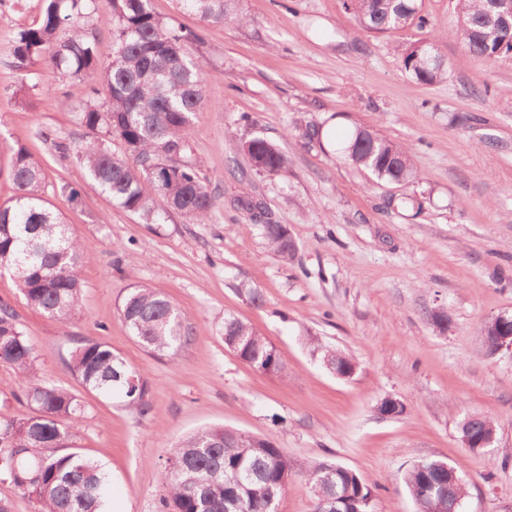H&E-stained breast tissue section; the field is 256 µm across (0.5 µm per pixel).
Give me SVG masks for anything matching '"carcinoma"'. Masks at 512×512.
I'll list each match as a JSON object with an SVG mask.
<instances>
[{
  "mask_svg": "<svg viewBox=\"0 0 512 512\" xmlns=\"http://www.w3.org/2000/svg\"><path fill=\"white\" fill-rule=\"evenodd\" d=\"M104 20L111 26L112 53L101 62L96 31L79 24L97 0H47L40 24L17 30L12 38V64L29 71L46 60L68 77L89 87L78 122L94 133L73 144L56 141L51 131L38 136L53 142L64 160L79 164L101 190L145 224H157L156 200L195 224L209 222L218 196L200 176L191 157L192 121L205 98L201 66L186 45L201 35L172 26L153 14L147 0H103ZM238 0H177L180 10L203 21L222 24L246 19L237 13ZM457 25L453 38L472 56L493 62L512 54V32L492 34L486 27L491 0H455ZM345 11L365 32L388 34L426 24L421 0H345ZM402 68L418 82L432 85L445 78L444 63L429 64L418 44L399 46ZM125 148L119 158L110 144ZM245 153L250 170L275 176L288 168L287 156L271 141L255 136L233 146ZM344 154L352 165L370 171L395 186L418 182L410 152L374 130L357 127ZM11 179L14 196L0 204V270L16 277L17 288L31 308L60 320L80 307V263L89 244L70 237L63 216L45 198L43 162L27 148L14 151ZM242 209L273 252L284 261L296 252L295 240L284 224L267 217L264 204L253 198ZM120 316L146 348L158 354L175 353L191 340L192 331L179 309L160 292L133 288L123 299ZM224 344L247 365L278 374L283 362L252 326L224 319ZM336 375L350 378L353 359L324 349ZM0 362L13 367L25 382V415L0 413V481L28 496L34 512H104L110 479L96 461L56 449L71 438L82 405L67 390L41 382L35 374L37 355L13 308L0 304ZM71 371L90 389L110 395L120 390L126 402L145 415L149 405L140 378L112 348L85 339L71 354ZM462 430L473 440L495 435L493 422L469 415ZM455 470L441 459L420 460L405 474L415 512H462L467 488ZM303 474L313 494V512H373L375 490L353 470L337 462L314 466L288 458L273 436L244 440L241 432L203 428L171 449L160 478L164 493L159 512H277L291 477Z\"/></svg>",
  "mask_w": 512,
  "mask_h": 512,
  "instance_id": "1",
  "label": "carcinoma"
}]
</instances>
